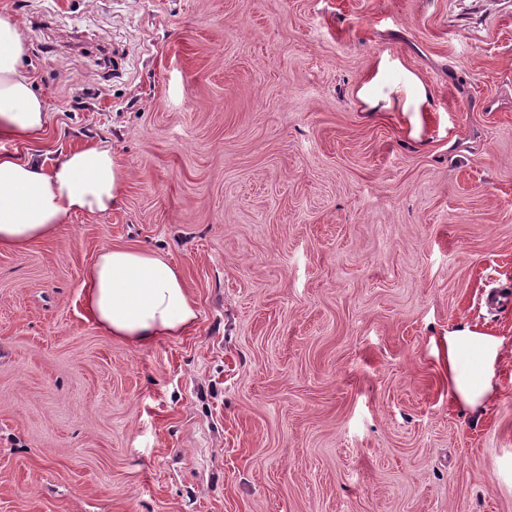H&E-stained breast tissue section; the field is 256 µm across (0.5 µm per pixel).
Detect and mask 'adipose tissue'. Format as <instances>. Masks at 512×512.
<instances>
[{
	"mask_svg": "<svg viewBox=\"0 0 512 512\" xmlns=\"http://www.w3.org/2000/svg\"><path fill=\"white\" fill-rule=\"evenodd\" d=\"M28 53L20 19L0 9V142L41 141L49 114L23 67ZM391 63L381 56L357 91L366 111L400 104L423 111L431 93L414 74L388 83ZM126 175L111 147L90 141L51 162L0 152V250L22 252L51 238L75 215L95 217L117 208ZM87 311L109 336L135 345L184 335L197 319V304L181 269L161 254L106 246L80 283ZM448 389L466 407H478L490 391L497 341L467 330L449 331Z\"/></svg>",
	"mask_w": 512,
	"mask_h": 512,
	"instance_id": "obj_1",
	"label": "adipose tissue"
}]
</instances>
